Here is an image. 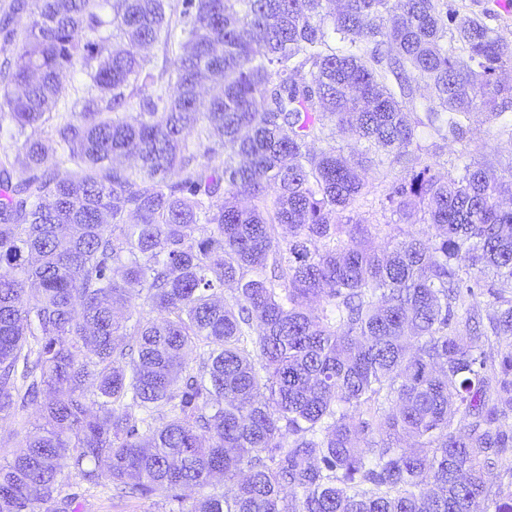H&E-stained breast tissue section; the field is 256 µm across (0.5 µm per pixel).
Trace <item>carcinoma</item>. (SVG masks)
Instances as JSON below:
<instances>
[{
	"label": "carcinoma",
	"instance_id": "obj_1",
	"mask_svg": "<svg viewBox=\"0 0 512 512\" xmlns=\"http://www.w3.org/2000/svg\"><path fill=\"white\" fill-rule=\"evenodd\" d=\"M168 7L0 18V413L40 415L0 465V512H76L64 459L125 495L199 490L184 512H512V482L485 506L488 472L512 474V173L464 159L444 180L418 156L419 129L464 143L479 116L512 141V46L453 0H178L158 91L141 48L171 39ZM79 62L97 94L50 143ZM346 130L349 156L329 144ZM227 142L246 162L214 164ZM368 165L401 167L383 209L431 238L380 250L353 223Z\"/></svg>",
	"mask_w": 512,
	"mask_h": 512
}]
</instances>
